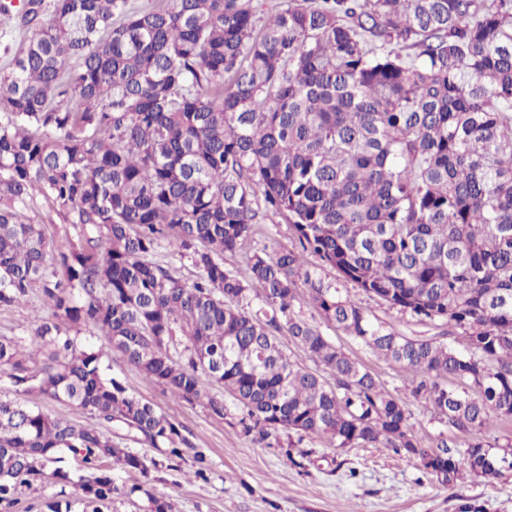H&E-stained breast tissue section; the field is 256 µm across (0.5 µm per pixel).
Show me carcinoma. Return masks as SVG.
Wrapping results in <instances>:
<instances>
[{
    "instance_id": "obj_1",
    "label": "carcinoma",
    "mask_w": 512,
    "mask_h": 512,
    "mask_svg": "<svg viewBox=\"0 0 512 512\" xmlns=\"http://www.w3.org/2000/svg\"><path fill=\"white\" fill-rule=\"evenodd\" d=\"M271 9L259 26L253 0H0V24L24 30L0 68V307L38 288L50 310L35 316L36 352L0 337V374L168 458L190 447L183 426L108 374L112 358L220 418L231 398L259 442L390 448L445 484L462 464L495 477L512 446L477 434L512 420V0ZM37 196L81 227L68 251L22 219ZM270 214L300 249L249 247ZM165 246L196 280L157 260ZM236 253L244 264L225 268ZM307 253L443 332L394 330ZM322 321L411 372L412 397L474 435L463 459L441 435L423 446L406 403ZM83 332L109 348L79 344ZM284 335L329 377L291 360ZM150 465L96 426L0 400V501L50 482L92 512L136 492L143 512H175L112 476Z\"/></svg>"
}]
</instances>
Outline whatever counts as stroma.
Returning <instances> with one entry per match:
<instances>
[{
	"label": "stroma",
	"mask_w": 512,
	"mask_h": 512,
	"mask_svg": "<svg viewBox=\"0 0 512 512\" xmlns=\"http://www.w3.org/2000/svg\"><path fill=\"white\" fill-rule=\"evenodd\" d=\"M24 216L45 225L59 250H68L81 238L80 226L65 223L43 199L31 203ZM340 284L342 291L398 332L434 335L432 325L388 308L352 284ZM43 308L41 295L35 293L23 303L0 309V336L16 337L25 349H36L33 316ZM323 333L406 402L418 437L424 445H431L444 427L433 420L423 402L411 396L410 374L378 360L334 327H324ZM112 371L138 396L184 426L193 447L205 449L208 455V478L197 480L190 460L162 459L136 434L116 425L107 427L108 435L123 438L133 452L158 460V467L142 482L156 494L170 497L177 512H512V469H503L495 478H483L463 467L444 484L425 471L419 460L399 458L387 448H330L317 439L304 440L291 450L267 448L242 433L235 408H228L219 419L205 405L174 398L121 360H113Z\"/></svg>",
	"instance_id": "35a3bbf8"
}]
</instances>
